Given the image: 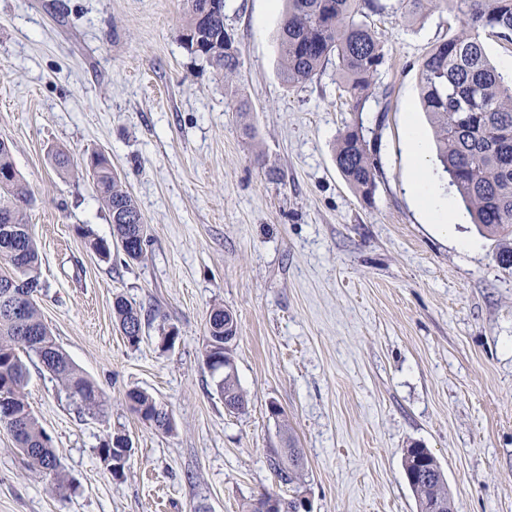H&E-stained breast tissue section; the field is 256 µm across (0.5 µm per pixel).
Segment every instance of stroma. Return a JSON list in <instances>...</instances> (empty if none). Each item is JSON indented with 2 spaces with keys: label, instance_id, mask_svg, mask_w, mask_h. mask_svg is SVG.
<instances>
[{
  "label": "stroma",
  "instance_id": "stroma-1",
  "mask_svg": "<svg viewBox=\"0 0 512 512\" xmlns=\"http://www.w3.org/2000/svg\"><path fill=\"white\" fill-rule=\"evenodd\" d=\"M284 0H224L246 111L181 44L182 0H0V138L33 205L44 323L105 392L83 412L37 359L26 399L65 484L52 489L0 428V512H244L265 493L311 512H417L403 451L441 464L456 512H512V274L474 224H432L408 192L416 123L428 152L418 65L460 23H413L388 0L371 22L382 76L350 110L335 63L280 78ZM361 120L381 174L363 200L336 166L339 131ZM103 153L147 226L146 254L104 261L109 213L55 150ZM151 320L130 345L116 298ZM230 310L248 405L233 414L203 363L206 318ZM177 339L164 350L168 329ZM141 389L173 417L155 430L129 407ZM134 451L113 479L97 450ZM296 443L297 488L269 466ZM128 440L130 438L127 434L122 432H116L112 434V437L104 443L100 448H98V455L101 462H107L106 468L112 474V477L115 479H120L124 476V468L127 460L120 462L121 456L123 452H125ZM112 458L114 459V463L112 466Z\"/></svg>",
  "mask_w": 512,
  "mask_h": 512
}]
</instances>
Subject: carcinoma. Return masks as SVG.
<instances>
[{"label": "carcinoma", "instance_id": "cac0c4a2", "mask_svg": "<svg viewBox=\"0 0 512 512\" xmlns=\"http://www.w3.org/2000/svg\"><path fill=\"white\" fill-rule=\"evenodd\" d=\"M208 8L210 0H184L179 38L186 49L200 57L234 87L239 67L235 41L224 28V0ZM399 9L412 21L425 20L431 11L444 7L461 18L462 28L439 42L422 58L418 81L423 109L437 143V161L448 175L464 208L483 236L496 238V259L512 269V77L492 65L480 33L488 31L512 42V0H398ZM387 8L382 0H286L278 49L281 79L288 86L303 84L318 75L331 58L349 97L351 110L361 112L380 78L384 53L369 18ZM336 166L349 185L364 199L373 196L380 173L360 123L339 132ZM95 168L93 180L112 223V236L124 255L133 261L143 257L147 229L131 195L103 156L88 159ZM0 399L11 416H0L31 466L54 486L62 487L60 461L50 439L26 401L28 369L22 354L35 356L42 368L62 383L69 395L88 413H100L102 389L84 375L57 343L34 302L39 291V252L30 233L27 211L31 192L14 166L12 146L0 139ZM18 279L25 294V325L8 313L12 299L3 284ZM114 315L131 345L140 342L145 325L141 310L122 297L116 298ZM229 312L218 307L206 320L204 360L214 372L224 369V319ZM216 391L246 409L248 401L237 376L225 373ZM131 409L150 426L163 432L173 427L171 413L151 394L131 390L126 394ZM129 437L122 432L98 448L100 461L115 479L124 476L121 456ZM283 484L301 481V450L288 449V460L273 464ZM417 504L450 495L448 480L437 462H427L424 472L410 484Z\"/></svg>", "mask_w": 512, "mask_h": 512}]
</instances>
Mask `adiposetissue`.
Wrapping results in <instances>:
<instances>
[{"label": "adipose tissue", "instance_id": "ef3b65f1", "mask_svg": "<svg viewBox=\"0 0 512 512\" xmlns=\"http://www.w3.org/2000/svg\"><path fill=\"white\" fill-rule=\"evenodd\" d=\"M409 148L415 160L410 185L415 204L424 212L429 223H462V215L453 211L447 196L440 190L431 168L425 161V143L417 129L409 131Z\"/></svg>", "mask_w": 512, "mask_h": 512}]
</instances>
